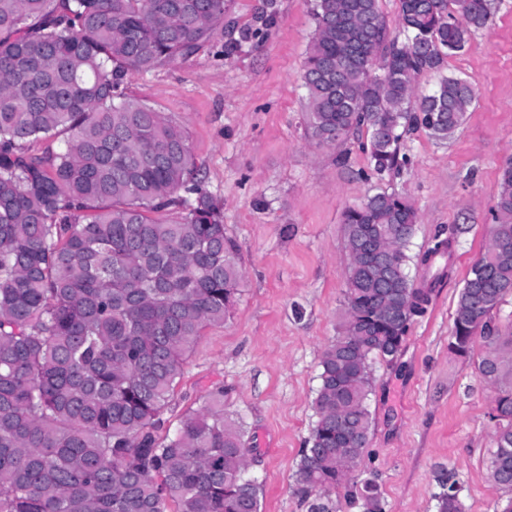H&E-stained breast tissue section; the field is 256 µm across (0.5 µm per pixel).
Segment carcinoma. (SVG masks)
Listing matches in <instances>:
<instances>
[{
	"label": "carcinoma",
	"instance_id": "1",
	"mask_svg": "<svg viewBox=\"0 0 512 512\" xmlns=\"http://www.w3.org/2000/svg\"><path fill=\"white\" fill-rule=\"evenodd\" d=\"M224 10L225 0H0V512H259L249 449L224 425V389L156 435L201 331L231 315L241 272L185 129L121 92L129 73L212 44ZM313 18L302 79L317 144L366 130L382 180L407 163L400 143L411 127L446 140L462 124L471 83L443 75L419 93L414 81L441 72L487 26L488 0H400L402 40L379 0H314ZM59 135L62 150L31 149ZM344 224L345 318L320 359L316 420L295 471L309 512H333L330 493L361 462L371 358L401 351L430 302L408 278L418 224L409 200L378 191ZM383 227L395 237L384 292L357 253ZM454 242L436 241L418 262L451 254ZM511 295L512 162L448 343L465 360L484 344L476 371L494 390L489 472L511 496L505 512L512 332L494 318ZM436 481L438 512H461L454 474L442 467ZM353 502L384 512L371 479Z\"/></svg>",
	"mask_w": 512,
	"mask_h": 512
}]
</instances>
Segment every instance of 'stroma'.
<instances>
[{"mask_svg":"<svg viewBox=\"0 0 512 512\" xmlns=\"http://www.w3.org/2000/svg\"><path fill=\"white\" fill-rule=\"evenodd\" d=\"M265 0H227L214 46L152 72L131 73L126 97L180 123L207 189L223 204L225 235L242 272L230 318L206 328L164 414L167 429L224 389V420L242 428L259 512H308L295 481L299 452L316 419L323 350L344 315L348 253L343 215L377 188L397 192L419 215L411 254L449 228L451 258L410 264L432 286L426 314L394 363L372 362L371 430L359 478L375 479L385 512H437V466L457 474L463 512H502L489 478L494 392L470 361L448 350L458 294L484 252L504 162L512 157V0H493L489 25L447 56L443 74L468 80L476 100L448 140L411 131L400 173L378 180L365 134L316 145L307 133L301 75L315 23L312 0H276L271 27L253 41ZM440 74V75H443ZM440 75L417 81L430 91Z\"/></svg>","mask_w":512,"mask_h":512,"instance_id":"1","label":"stroma"}]
</instances>
